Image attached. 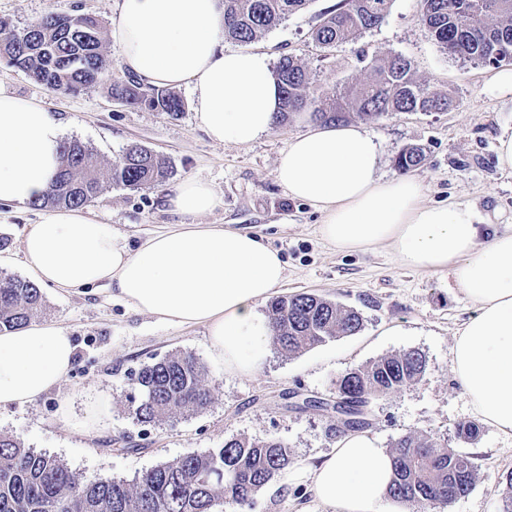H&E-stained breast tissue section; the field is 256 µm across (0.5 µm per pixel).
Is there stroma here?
Returning a JSON list of instances; mask_svg holds the SVG:
<instances>
[{"label":"stroma","instance_id":"35a3bbf8","mask_svg":"<svg viewBox=\"0 0 512 512\" xmlns=\"http://www.w3.org/2000/svg\"><path fill=\"white\" fill-rule=\"evenodd\" d=\"M337 2L310 0L251 42V49L268 53L275 62L294 56L325 91L367 80L364 54L410 59L418 80L448 93L453 105L445 112H393L363 121L380 144L383 178L397 176L394 160L402 148L420 146L424 160L411 174L422 183L426 202L460 201L470 205L479 223L512 226V171L500 167L496 153L498 136L512 130V94L492 90L499 67L445 53L421 23L418 0H393L378 27L321 46L312 33ZM117 10L118 0H0V22L19 30L49 14L94 16L102 27V49L112 62L111 82L124 83L131 74L119 63L111 33ZM109 84L54 96L0 59V91L44 102L62 121L66 138L87 144L103 161L117 160L127 145L136 143L166 162L169 176L162 183L139 191L110 186L88 207L130 245L179 223L167 203L177 184L191 178L208 181L218 203L198 216V223L260 234L286 264L279 294L335 300L359 311L363 328L294 355L270 353L253 377L239 378L212 362L204 328L160 323L114 301L104 289L73 293L47 288L39 320L69 330L76 359L68 376L39 400L0 407V432L60 457L86 482L106 477L131 482L157 464L221 447L240 435L256 440L276 436L288 444L294 460L314 459L335 448L336 418L294 407L288 391L328 399L336 379L351 368L416 349L427 359L424 377L371 402L370 432L384 448L405 434L422 433L473 459V490L436 512H501L504 477L512 471V438L486 424L472 440L457 432L459 423L475 415L452 373L451 347L473 305L450 271L402 266L384 246L347 253L320 237L319 213L288 196L274 174L281 151L307 130L310 115L295 114L246 146L219 144L197 124L192 108L172 115L126 106L111 99ZM43 213L40 207L0 203V254L9 259L0 271L25 276L22 241ZM174 351L193 353L205 363L212 403L203 412L160 425L137 422L127 409L129 373ZM92 413L101 417L103 428L89 438L80 427Z\"/></svg>","mask_w":512,"mask_h":512}]
</instances>
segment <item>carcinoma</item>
<instances>
[{
    "mask_svg": "<svg viewBox=\"0 0 512 512\" xmlns=\"http://www.w3.org/2000/svg\"><path fill=\"white\" fill-rule=\"evenodd\" d=\"M307 0H223L224 36L251 42L303 8ZM392 0H340L312 33L330 47L378 26ZM421 21L453 57L474 63H512V0H421ZM0 23V55L55 95L77 94L107 80L111 63L102 51L98 20L90 15H47L19 30ZM372 76L346 90L326 93L313 85L293 57L283 56L274 75L283 102L276 122L297 112L315 120L341 123L350 115L377 119L388 112H446L450 97L416 80L412 62L402 55L376 54ZM110 95L125 104L174 114L184 109L168 88L144 87L133 80L110 85ZM424 159L418 146L395 158L407 172ZM168 169L151 150L130 145L106 169L94 151L77 139L62 146V168L36 207L90 205L107 185L149 188ZM43 308L41 289L19 276L0 272V331L31 323ZM272 342L292 355L330 338L361 331L358 311L312 294L282 295L270 303ZM426 358L417 350L383 356L356 366L336 379L334 404L358 420L368 400L418 382ZM129 403L137 421L159 424L185 413L206 410L213 399L204 364L190 352H175L142 365L130 377ZM393 479L388 496L414 512H434L467 496L476 470L471 459L427 435L407 434L390 449ZM292 450L281 439L233 437L220 448L190 453L144 472L134 483L109 478L85 483L57 456L27 448L0 433V512H217L224 503L249 512L258 492L284 471Z\"/></svg>",
    "mask_w": 512,
    "mask_h": 512,
    "instance_id": "1",
    "label": "carcinoma"
}]
</instances>
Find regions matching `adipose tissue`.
<instances>
[{
  "mask_svg": "<svg viewBox=\"0 0 512 512\" xmlns=\"http://www.w3.org/2000/svg\"><path fill=\"white\" fill-rule=\"evenodd\" d=\"M120 63L151 87L186 86L199 126L217 143L247 145L268 132L280 88L267 53L227 50L221 0H120L112 20ZM65 129L43 104L0 93V202L41 198L60 168ZM380 146L365 128L319 126L292 138L275 176L289 196L321 215L319 233L340 250L388 247L406 267L451 271L475 308L458 329L452 371L482 421L512 435V227L485 233L470 206L428 203L412 176L379 174ZM183 223L137 247L78 208L49 211L23 239L22 263L41 285L97 286L113 299L172 326H200L225 371L247 377L264 364L269 320L257 311L286 278L262 237L194 218L217 203L194 179L168 198ZM76 347L68 329L31 323L0 332V406L28 404L66 377ZM392 464L366 431L337 441L313 462L282 472L302 484L294 512H380Z\"/></svg>",
  "mask_w": 512,
  "mask_h": 512,
  "instance_id": "obj_1",
  "label": "adipose tissue"
}]
</instances>
